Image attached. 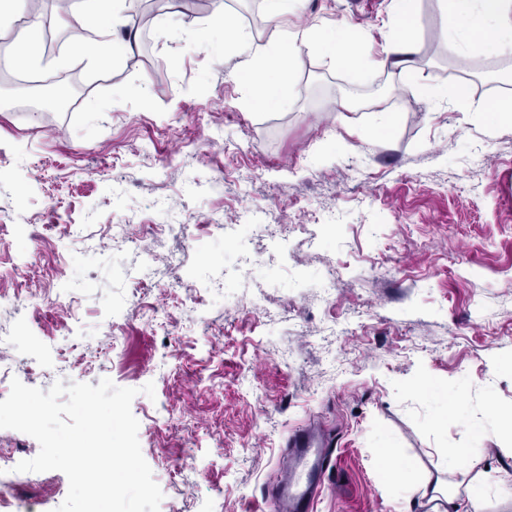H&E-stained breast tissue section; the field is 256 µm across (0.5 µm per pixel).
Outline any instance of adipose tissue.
<instances>
[{
	"instance_id": "obj_1",
	"label": "adipose tissue",
	"mask_w": 512,
	"mask_h": 512,
	"mask_svg": "<svg viewBox=\"0 0 512 512\" xmlns=\"http://www.w3.org/2000/svg\"><path fill=\"white\" fill-rule=\"evenodd\" d=\"M133 0H78L77 6L85 24L82 30L71 31L70 41L82 57L93 66L111 57L110 35L127 22L126 13ZM303 0H264L272 30L265 42L243 39L236 45L242 58L240 78L261 79L264 83L266 104L284 107L288 104L287 83L294 58L301 47L318 46L337 62L350 60L345 25L333 28L309 27L289 30L281 26L282 18L299 11ZM419 0H391L393 23L398 29L383 50L381 65L408 66L412 52L409 39L418 16ZM444 14L451 20L442 35L456 47L460 57H468L475 48L482 47L499 54L512 53V0H443ZM25 31L14 39L10 50L14 62L21 67H37L43 62L42 40L46 23L66 24L67 9H57L52 18L37 12L25 13ZM464 22V30H457L456 22ZM486 486L484 473H476L458 482L436 480L431 499L432 512H463L471 507L480 512L483 499L480 494Z\"/></svg>"
}]
</instances>
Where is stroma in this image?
I'll return each mask as SVG.
<instances>
[{
    "instance_id": "35a3bbf8",
    "label": "stroma",
    "mask_w": 512,
    "mask_h": 512,
    "mask_svg": "<svg viewBox=\"0 0 512 512\" xmlns=\"http://www.w3.org/2000/svg\"><path fill=\"white\" fill-rule=\"evenodd\" d=\"M389 5L305 0L284 19L347 22L371 66L303 47L283 109L235 78L233 49L198 37L212 8L197 0H138L143 24L119 32L136 33L137 52L95 70L54 31L37 74L63 76L64 108L30 112L25 87L0 89V156L29 157L0 176V292L21 301L0 309V331L27 324L43 346L30 364L25 339L0 345L12 366L0 390L105 377L137 389L160 512H265L289 435L309 425L331 438L314 512H428L400 481L444 476L448 447L488 478L512 471V123L448 97L460 80L474 103L512 97V57L479 50L460 65L439 0H420L412 68L379 66ZM224 11L236 35L265 40L262 0ZM259 206L290 232L245 262L239 246L261 229L242 215ZM68 224L90 240L71 242ZM47 293L76 298L80 318L41 307ZM148 383L154 396L139 392ZM26 491L54 512L68 479L33 473Z\"/></svg>"
}]
</instances>
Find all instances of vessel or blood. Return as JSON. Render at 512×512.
Instances as JSON below:
<instances>
[{
	"label": "vessel or blood",
	"mask_w": 512,
	"mask_h": 512,
	"mask_svg": "<svg viewBox=\"0 0 512 512\" xmlns=\"http://www.w3.org/2000/svg\"><path fill=\"white\" fill-rule=\"evenodd\" d=\"M292 445L299 448V457L288 471L287 483L274 487L270 500L274 512H314L315 493L326 476V449L301 432L293 434Z\"/></svg>",
	"instance_id": "b4317fda"
}]
</instances>
